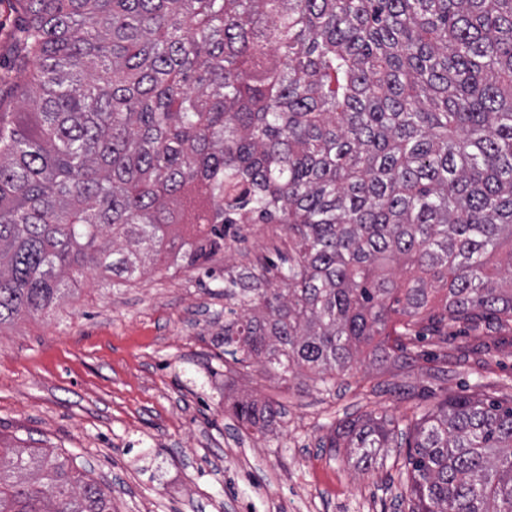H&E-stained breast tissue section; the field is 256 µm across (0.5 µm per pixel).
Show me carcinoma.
Listing matches in <instances>:
<instances>
[{
  "instance_id": "obj_1",
  "label": "carcinoma",
  "mask_w": 512,
  "mask_h": 512,
  "mask_svg": "<svg viewBox=\"0 0 512 512\" xmlns=\"http://www.w3.org/2000/svg\"><path fill=\"white\" fill-rule=\"evenodd\" d=\"M32 66L0 113V326L90 265L204 271L242 224L288 254L224 271V354L327 386L357 350L512 324V0H20ZM507 264L508 278H498ZM412 272L399 284L386 269ZM264 433L272 402L237 400ZM411 512H512V399L483 385L405 417ZM395 421L336 427L368 470ZM34 472L38 481L21 474ZM0 512H112L32 450Z\"/></svg>"
}]
</instances>
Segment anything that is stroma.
Instances as JSON below:
<instances>
[{
    "mask_svg": "<svg viewBox=\"0 0 512 512\" xmlns=\"http://www.w3.org/2000/svg\"><path fill=\"white\" fill-rule=\"evenodd\" d=\"M18 0H0V112L17 109L26 76L8 52L23 38ZM244 239L209 261L214 277L160 262L112 284L88 268L49 314L0 329V446L52 448L112 489L114 512H409L406 449H382L364 472L327 447L338 424L473 390L512 398V329L468 332L496 358L460 360L427 336L406 366L362 348L332 391L311 373L288 378L225 356L224 270L287 251L278 224H246ZM279 404L273 432L239 425L238 399Z\"/></svg>",
    "mask_w": 512,
    "mask_h": 512,
    "instance_id": "stroma-1",
    "label": "stroma"
}]
</instances>
